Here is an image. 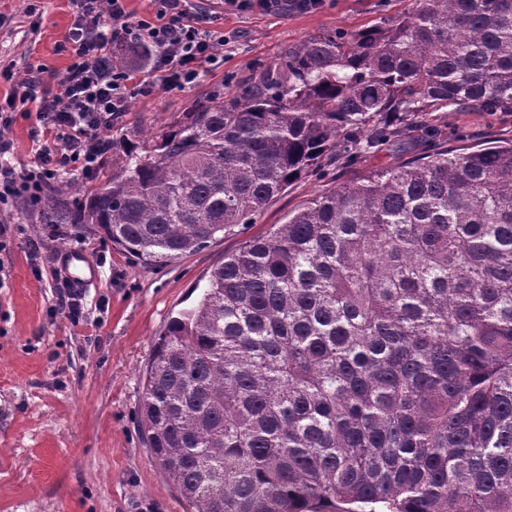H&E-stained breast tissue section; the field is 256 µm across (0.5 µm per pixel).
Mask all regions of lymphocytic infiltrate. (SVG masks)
<instances>
[{"mask_svg":"<svg viewBox=\"0 0 512 512\" xmlns=\"http://www.w3.org/2000/svg\"><path fill=\"white\" fill-rule=\"evenodd\" d=\"M150 17L136 19L126 0H75L77 16L69 36L72 63L58 80L57 91L44 89L37 71H30L21 99H7L0 109V204L36 206L63 173L93 177L112 142L104 136L128 108L134 92L156 87L195 84L203 64L224 63V34L199 27L191 0H152ZM150 47L147 60L120 67L112 62L115 45ZM34 112L43 135L33 165L15 172L10 164L14 145L6 132L16 104Z\"/></svg>","mask_w":512,"mask_h":512,"instance_id":"obj_1","label":"lymphocytic infiltrate"}]
</instances>
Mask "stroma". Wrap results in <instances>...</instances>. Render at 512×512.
<instances>
[{
  "instance_id": "35a3bbf8",
  "label": "stroma",
  "mask_w": 512,
  "mask_h": 512,
  "mask_svg": "<svg viewBox=\"0 0 512 512\" xmlns=\"http://www.w3.org/2000/svg\"><path fill=\"white\" fill-rule=\"evenodd\" d=\"M200 24L223 30L224 64L197 84L132 97L112 139L165 130L200 99L239 87L305 39L391 25L413 0H321L318 8L230 11L197 0ZM71 0H0V102L20 92L27 68L63 75L74 22ZM449 149L476 150L512 139V114L437 112ZM386 148L321 165L292 182L257 215L204 250L144 265L80 224H41L24 203L0 207V512H190L153 458L138 424L143 369L154 339L189 307L212 268L245 240L287 222L290 213L336 183L406 161ZM43 242L31 255L29 241ZM85 250L100 280L76 317L55 313L59 254Z\"/></svg>"
}]
</instances>
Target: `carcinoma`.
<instances>
[{
  "instance_id": "obj_1",
  "label": "carcinoma",
  "mask_w": 512,
  "mask_h": 512,
  "mask_svg": "<svg viewBox=\"0 0 512 512\" xmlns=\"http://www.w3.org/2000/svg\"><path fill=\"white\" fill-rule=\"evenodd\" d=\"M448 107L512 113V0L308 38L58 184L40 223L171 262ZM138 419L193 512H512V140L371 171L245 241L153 344Z\"/></svg>"
}]
</instances>
